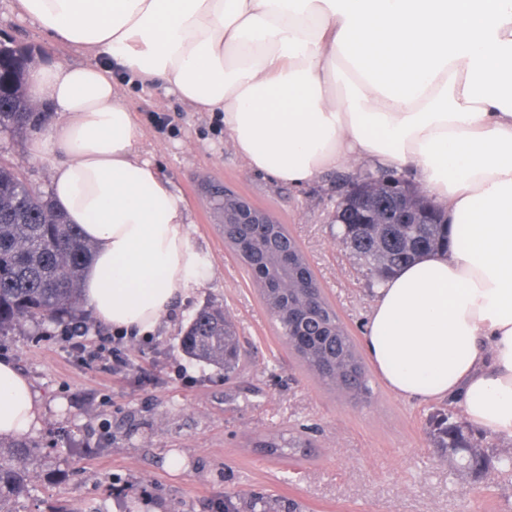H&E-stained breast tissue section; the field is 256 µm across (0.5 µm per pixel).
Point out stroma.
<instances>
[{"instance_id": "obj_1", "label": "stroma", "mask_w": 512, "mask_h": 512, "mask_svg": "<svg viewBox=\"0 0 512 512\" xmlns=\"http://www.w3.org/2000/svg\"><path fill=\"white\" fill-rule=\"evenodd\" d=\"M0 40L46 61L79 59L19 15L14 0H0ZM112 79L141 127L142 150L183 198L208 276L149 337L123 338L116 370L93 359L111 347L113 332L87 307L77 318L83 351L71 350L66 328L54 324L29 322L0 339V359L29 378L43 407L31 435L41 450L19 512L60 504L83 512H145L151 504L161 512H222L225 495L240 490L277 510L296 504L297 512H512V477H458L433 447L432 416L448 411L464 421L457 403L396 396L374 372L371 401L357 404L304 374L207 207L211 188L223 184L287 224L360 345L377 281L331 222L347 172L329 170L302 187L280 183L248 168L216 113L194 111L155 85L128 84L118 66ZM0 162L49 191L51 163L32 156L29 138L0 133ZM206 306L224 308L237 326L247 366L236 377L179 347ZM289 431L309 443L300 461L278 462L259 448Z\"/></svg>"}]
</instances>
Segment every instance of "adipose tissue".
Here are the masks:
<instances>
[{"label": "adipose tissue", "instance_id": "obj_1", "mask_svg": "<svg viewBox=\"0 0 512 512\" xmlns=\"http://www.w3.org/2000/svg\"><path fill=\"white\" fill-rule=\"evenodd\" d=\"M86 62H37L52 200L95 245L83 298L147 336L208 274L183 199L141 151L112 73L161 84L256 171L301 186L354 161L414 165L450 220L447 253L379 284L366 352L400 397L448 399L512 437V0H18ZM30 380L0 360V435L40 425Z\"/></svg>", "mask_w": 512, "mask_h": 512}]
</instances>
